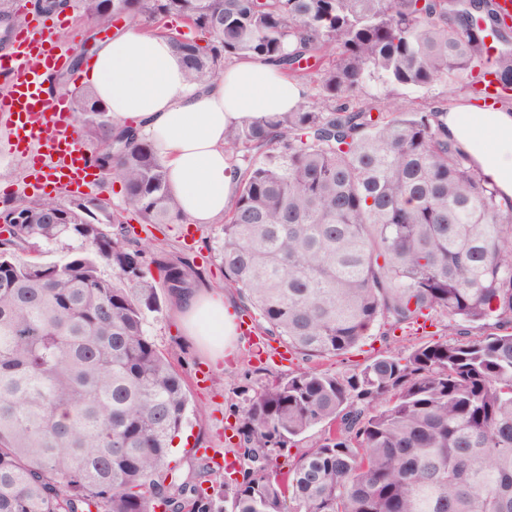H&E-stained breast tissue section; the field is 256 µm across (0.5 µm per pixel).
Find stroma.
Wrapping results in <instances>:
<instances>
[{"instance_id": "1", "label": "stroma", "mask_w": 512, "mask_h": 512, "mask_svg": "<svg viewBox=\"0 0 512 512\" xmlns=\"http://www.w3.org/2000/svg\"><path fill=\"white\" fill-rule=\"evenodd\" d=\"M33 0H15V10L25 15L28 22L53 27L58 49L69 58L63 73L68 87L79 84L77 62L88 56L92 43L87 42L89 21L77 10L68 14L41 15L34 11ZM365 91L384 101L387 107L412 110L422 105L440 102L448 97V84L441 81L425 90L394 89L378 81L369 82ZM29 144H20L17 150L0 153V205L32 199H51L67 205L74 194L48 186L38 187L24 160ZM221 235L217 224H162L149 228L154 245L162 249L170 261L189 258L201 273L197 285L214 287L221 277L215 259L210 258L208 247ZM150 332L161 351L170 355L177 371L186 381L190 407L188 421L177 446L169 455L171 464L187 468L193 460V449L226 448L237 414L247 405L249 398L260 390L270 375H286L306 367L301 355L286 353L278 340L260 335L256 328L237 330L230 347L222 358L210 356L209 347L202 337L186 335L172 305H165L161 314L152 319ZM208 371L207 382H198L199 368Z\"/></svg>"}]
</instances>
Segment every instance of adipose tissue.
<instances>
[{"mask_svg":"<svg viewBox=\"0 0 512 512\" xmlns=\"http://www.w3.org/2000/svg\"><path fill=\"white\" fill-rule=\"evenodd\" d=\"M78 69L116 126L133 125L164 162L168 186L190 224H218L240 183L224 149L230 126L291 110L307 92L274 62L241 57L212 83L191 86L168 39L129 28L98 41ZM470 110L448 106V132L512 196V112L481 117L496 142L486 147L474 133ZM192 336L236 333L235 303L220 288H195L175 300Z\"/></svg>","mask_w":512,"mask_h":512,"instance_id":"1","label":"adipose tissue"}]
</instances>
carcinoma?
Returning <instances> with one entry per match:
<instances>
[{
	"instance_id": "carcinoma-1",
	"label": "carcinoma",
	"mask_w": 512,
	"mask_h": 512,
	"mask_svg": "<svg viewBox=\"0 0 512 512\" xmlns=\"http://www.w3.org/2000/svg\"><path fill=\"white\" fill-rule=\"evenodd\" d=\"M108 27L169 39L202 85L241 56L313 92L271 122L224 133L241 172L214 258L258 330L307 359L447 318L452 339L387 349L337 374L275 376L232 426L242 480L202 455L169 466L186 422L182 375L149 319L195 287L129 221L182 224L164 162L73 89L92 163L123 203L0 209V512H512V197L448 135V108H385L371 80L448 96L494 76L512 90V35L494 0H57ZM500 43L484 59L485 38ZM72 241L60 261L25 257ZM112 267L113 278L98 273ZM156 266L160 281L150 275ZM494 321V331L474 335ZM287 472L273 459L316 427ZM208 482L210 486L203 487Z\"/></svg>"
}]
</instances>
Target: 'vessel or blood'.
<instances>
[{
	"mask_svg": "<svg viewBox=\"0 0 512 512\" xmlns=\"http://www.w3.org/2000/svg\"><path fill=\"white\" fill-rule=\"evenodd\" d=\"M64 63L50 31L29 26L16 36L14 52L0 61L12 76L13 89L0 98V112L13 117L18 141H34L40 153L30 156L33 167L47 180L71 192L81 191L95 175L88 151L75 137L68 97L46 96L42 72Z\"/></svg>",
	"mask_w": 512,
	"mask_h": 512,
	"instance_id": "b4317fda",
	"label": "vessel or blood"
}]
</instances>
